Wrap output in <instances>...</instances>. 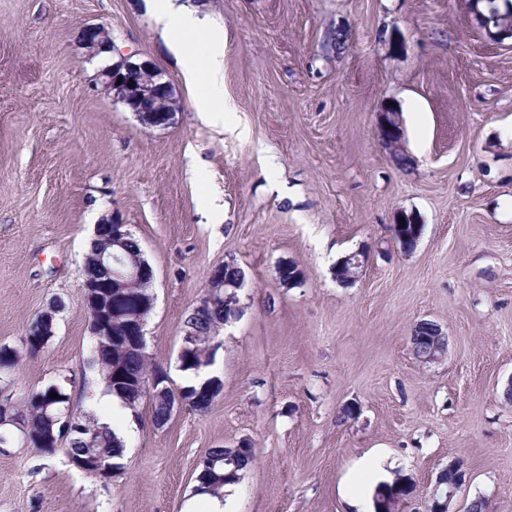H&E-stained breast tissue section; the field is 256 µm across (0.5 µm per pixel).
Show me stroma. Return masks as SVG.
I'll return each mask as SVG.
<instances>
[{"mask_svg":"<svg viewBox=\"0 0 512 512\" xmlns=\"http://www.w3.org/2000/svg\"><path fill=\"white\" fill-rule=\"evenodd\" d=\"M224 31V124L195 108L145 0H0V345L63 298L55 335L24 354L15 401L62 382L89 396L86 244L111 214L155 271L146 321L154 367L184 385V321L211 269L245 270L241 317L223 326L206 411L155 427L142 404L123 469L76 468L21 438L0 449V512H208L197 462L251 445L254 464L225 487L230 512H368L355 481L383 456L414 484L399 512H426L440 470L512 512V41H490L468 0H188ZM98 24L119 51L169 79L175 111L149 128L97 85L78 33ZM394 102L410 159L381 147L376 114ZM423 234L395 243L399 212ZM368 259L337 283L338 260ZM301 280L284 287L280 264ZM421 320L444 356L419 362ZM353 416L338 422L343 408ZM420 329H426V332H419ZM417 333H424L430 337L431 349L429 355L423 360V363H430L438 360L444 354L443 331L437 328V325L418 322L412 329V336Z\"/></svg>","mask_w":512,"mask_h":512,"instance_id":"35a3bbf8","label":"stroma"}]
</instances>
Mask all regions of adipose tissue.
Segmentation results:
<instances>
[{
  "label": "adipose tissue",
  "mask_w": 512,
  "mask_h": 512,
  "mask_svg": "<svg viewBox=\"0 0 512 512\" xmlns=\"http://www.w3.org/2000/svg\"><path fill=\"white\" fill-rule=\"evenodd\" d=\"M156 23L181 66L186 84L196 92L198 112L214 122L224 120V33L213 29L196 10L179 0H151ZM204 35L205 51L194 37Z\"/></svg>",
  "instance_id": "1"
}]
</instances>
